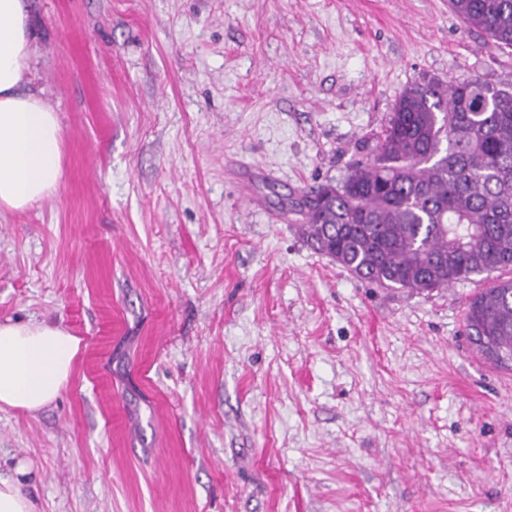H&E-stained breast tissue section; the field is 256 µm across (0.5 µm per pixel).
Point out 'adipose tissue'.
<instances>
[{"label": "adipose tissue", "mask_w": 512, "mask_h": 512, "mask_svg": "<svg viewBox=\"0 0 512 512\" xmlns=\"http://www.w3.org/2000/svg\"><path fill=\"white\" fill-rule=\"evenodd\" d=\"M35 52L27 0H0V214L40 203L61 176L59 116L29 88ZM79 345L53 323L0 322V408L33 412L54 401Z\"/></svg>", "instance_id": "1"}]
</instances>
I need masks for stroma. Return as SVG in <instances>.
<instances>
[{
	"mask_svg": "<svg viewBox=\"0 0 512 512\" xmlns=\"http://www.w3.org/2000/svg\"><path fill=\"white\" fill-rule=\"evenodd\" d=\"M62 176L0 215V321L80 340L0 410L38 512H512V370L485 276L380 288L295 199L342 185L416 83L512 84L448 0H30ZM465 335L482 358L512 370V277L494 280L469 303Z\"/></svg>",
	"mask_w": 512,
	"mask_h": 512,
	"instance_id": "1",
	"label": "stroma"
}]
</instances>
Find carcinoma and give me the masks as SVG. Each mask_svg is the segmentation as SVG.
Masks as SVG:
<instances>
[{"label": "carcinoma", "instance_id": "1", "mask_svg": "<svg viewBox=\"0 0 512 512\" xmlns=\"http://www.w3.org/2000/svg\"><path fill=\"white\" fill-rule=\"evenodd\" d=\"M469 27L512 47V0H449ZM366 160L330 197L293 206L303 234L355 277L383 288H448L512 272V86L480 78L406 87ZM465 335L512 370V277L469 303Z\"/></svg>", "mask_w": 512, "mask_h": 512}]
</instances>
